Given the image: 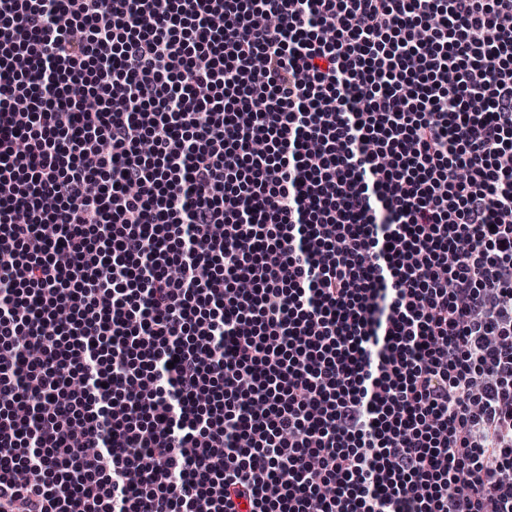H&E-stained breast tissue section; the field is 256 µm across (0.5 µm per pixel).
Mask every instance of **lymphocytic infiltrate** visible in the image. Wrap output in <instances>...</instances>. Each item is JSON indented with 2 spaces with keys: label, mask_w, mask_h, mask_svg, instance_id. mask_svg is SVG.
<instances>
[{
  "label": "lymphocytic infiltrate",
  "mask_w": 512,
  "mask_h": 512,
  "mask_svg": "<svg viewBox=\"0 0 512 512\" xmlns=\"http://www.w3.org/2000/svg\"><path fill=\"white\" fill-rule=\"evenodd\" d=\"M510 157L512 0H0V512H512Z\"/></svg>",
  "instance_id": "f902f5d3"
}]
</instances>
